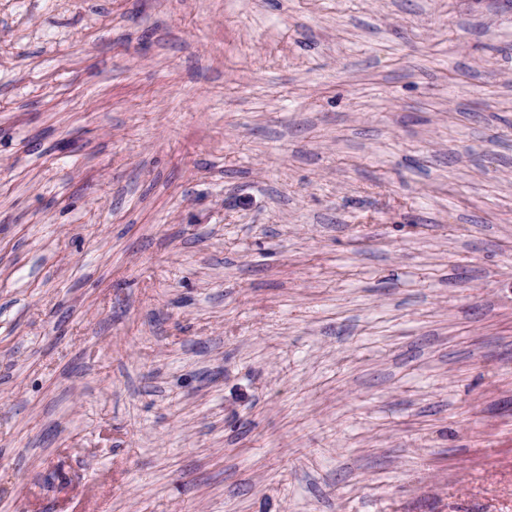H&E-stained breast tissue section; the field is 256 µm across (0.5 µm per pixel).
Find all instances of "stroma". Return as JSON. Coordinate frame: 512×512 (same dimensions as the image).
I'll return each instance as SVG.
<instances>
[{
	"mask_svg": "<svg viewBox=\"0 0 512 512\" xmlns=\"http://www.w3.org/2000/svg\"><path fill=\"white\" fill-rule=\"evenodd\" d=\"M0 512H512V0H0Z\"/></svg>",
	"mask_w": 512,
	"mask_h": 512,
	"instance_id": "obj_1",
	"label": "stroma"
}]
</instances>
